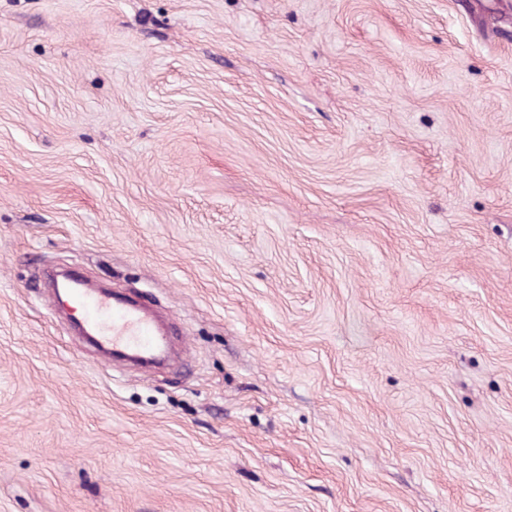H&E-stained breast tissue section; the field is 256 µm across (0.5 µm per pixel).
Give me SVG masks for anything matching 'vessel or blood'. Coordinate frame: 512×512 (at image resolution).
I'll return each mask as SVG.
<instances>
[{"label": "vessel or blood", "mask_w": 512, "mask_h": 512, "mask_svg": "<svg viewBox=\"0 0 512 512\" xmlns=\"http://www.w3.org/2000/svg\"><path fill=\"white\" fill-rule=\"evenodd\" d=\"M73 294L84 310L83 324L97 344L115 356L156 358L171 342L172 326L159 322L140 304L104 294L75 281Z\"/></svg>", "instance_id": "vessel-or-blood-1"}]
</instances>
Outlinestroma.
Returning a JSON list of instances; mask_svg holds the SVG:
<instances>
[{
  "label": "stroma",
  "instance_id": "1",
  "mask_svg": "<svg viewBox=\"0 0 512 512\" xmlns=\"http://www.w3.org/2000/svg\"><path fill=\"white\" fill-rule=\"evenodd\" d=\"M499 10L0 0V512H512ZM49 267L183 364H112Z\"/></svg>",
  "mask_w": 512,
  "mask_h": 512
}]
</instances>
